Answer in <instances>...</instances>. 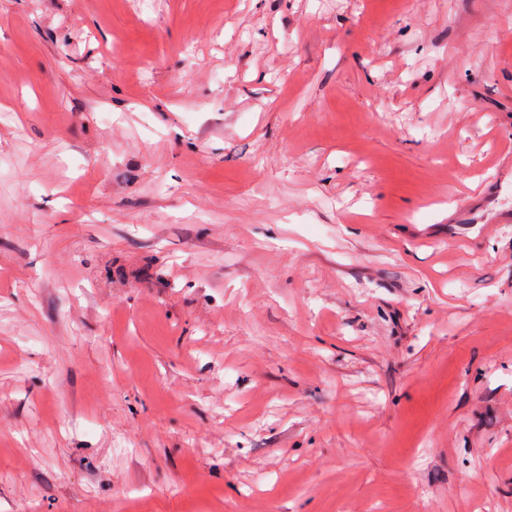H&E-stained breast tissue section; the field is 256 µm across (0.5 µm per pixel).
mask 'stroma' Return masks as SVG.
Here are the masks:
<instances>
[{
	"label": "stroma",
	"mask_w": 512,
	"mask_h": 512,
	"mask_svg": "<svg viewBox=\"0 0 512 512\" xmlns=\"http://www.w3.org/2000/svg\"><path fill=\"white\" fill-rule=\"evenodd\" d=\"M512 0H0V512H512Z\"/></svg>",
	"instance_id": "obj_1"
}]
</instances>
